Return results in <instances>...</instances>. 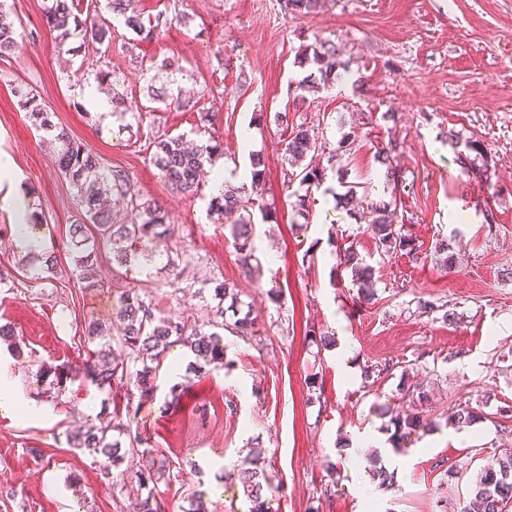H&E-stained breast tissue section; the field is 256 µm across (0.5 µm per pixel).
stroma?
Returning <instances> with one entry per match:
<instances>
[{"mask_svg":"<svg viewBox=\"0 0 512 512\" xmlns=\"http://www.w3.org/2000/svg\"><path fill=\"white\" fill-rule=\"evenodd\" d=\"M45 2L6 0L18 47L0 56V153L12 159L58 265L32 280V258L13 246L17 217L0 210V270L10 275L0 284V326L13 327L16 341L0 345V373L18 398H36L56 416L34 419L0 405V512H137L146 492L136 453L107 481L89 453L67 442L113 415L128 417L131 432L148 437L169 465L155 490L163 512H187L196 491L208 512H249L242 473L253 450L265 459L275 512H461L480 470L512 448V0H322L316 13L295 16L283 0H139L144 21L168 19L165 36L148 39L120 24L110 41L75 37L65 48L43 22ZM317 40L334 44L349 67L301 100L306 71L295 56ZM167 57L183 66L179 82L192 98L218 93L209 132L225 167H249L254 154L265 163L252 212L254 277L238 265L229 229L209 219L207 200L173 190L151 161L156 138L199 123L194 109L149 107V85L164 87L167 77L147 70ZM102 71L112 72L122 111L144 113L140 125L121 129L86 104L82 90ZM20 85L56 127L105 166L128 171L139 197L165 208L180 239L170 250L157 245L161 262L125 269L100 242L99 288L76 279L69 228L83 223V212L47 134L14 95ZM278 112L287 125L318 128L322 165L343 133L357 134L343 161L347 181L360 186L356 198L336 202L337 177L328 173L326 189L311 193L304 228ZM452 131L484 142L497 177L486 183L461 168ZM391 141L401 146L397 169L406 182L395 195L377 157ZM392 198L422 250L454 235L452 268L378 255L360 213ZM350 245L376 269L371 303L339 263ZM221 282L234 285L253 319L251 335L240 336L225 315L222 368L192 370L194 354L173 346L145 399L84 380L52 391L37 379L41 365L87 357L95 347L88 323L114 322L122 291L147 290L162 312L186 316L214 304ZM272 288L282 289L280 303L270 300ZM422 299L433 313L420 311ZM310 325L331 344L312 341ZM371 367L375 376L365 377ZM417 384L432 393L422 413L433 426L393 448L385 411L407 406L406 390ZM171 399L176 407L161 414ZM466 405L481 408L483 420L449 427ZM375 456L393 471V485L372 481Z\"/></svg>","mask_w":512,"mask_h":512,"instance_id":"obj_1","label":"stroma"}]
</instances>
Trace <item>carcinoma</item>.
<instances>
[{
	"instance_id": "carcinoma-1",
	"label": "carcinoma",
	"mask_w": 512,
	"mask_h": 512,
	"mask_svg": "<svg viewBox=\"0 0 512 512\" xmlns=\"http://www.w3.org/2000/svg\"><path fill=\"white\" fill-rule=\"evenodd\" d=\"M51 5L45 12L46 22L57 31L63 43L78 34L91 36V40L101 44L111 38L112 22L110 18L119 17L124 25L140 33L145 26L137 13L135 0H106V14L85 21L74 13V0H50ZM289 14H310L320 7V0H284ZM0 2V55L14 50L17 41L13 24L7 21ZM299 67H307L310 73L297 88L306 93L313 84L328 86L336 81L338 70L346 68L336 47L324 43L307 46L297 57ZM14 93L19 104L37 120L39 127L50 136L56 148L59 170L69 179L76 189L79 204L87 221L95 226L99 234L112 244V261L118 265L147 260L149 244L158 240L169 244L176 238L175 226L170 224L166 213L154 203L144 201L132 192L133 179L121 169L104 167L100 158L84 144L78 143L63 130H56L48 114L43 112L32 91L23 86L15 88ZM356 133L350 131L341 136L334 154L328 161L338 163L352 150ZM448 138L461 147L458 161L462 168L481 181L489 182L496 176V168L488 160L485 144L478 139L461 140L455 132H448ZM315 128L304 124L292 127L285 144V157L297 165L317 148ZM155 150L152 161L161 171L170 186L180 192L195 197L201 194L200 173L206 164H210L223 155L221 143L208 139V142L188 147L184 135L166 137L154 141ZM398 144L393 143L378 151V158L385 166L386 184L397 191L399 174L393 162ZM251 182L235 186L229 182L217 188L209 202V213L230 229L232 245L239 265L251 273L255 269V248L252 243L251 217L247 209L254 205L253 197L263 191L262 159L251 158ZM292 178L310 189L318 187L325 178V169L303 167ZM117 194L127 200V213L120 217L107 207L108 194ZM396 200L372 203L363 215L368 224L377 250L385 256L398 252L418 253V247L405 233L403 225L396 223ZM86 226L75 224L70 230L71 243L74 246L75 276L86 288L99 285L96 278L94 249L84 245ZM343 263L354 269L362 298L370 302L374 298L373 283L375 268L361 261L354 246L346 247L342 252ZM216 306L203 311L188 321L163 314L153 299L136 291H129L120 297L117 312L122 325L118 346H113L112 327L90 322L87 336L99 340L100 348L92 352L91 358L72 368L63 366L52 371L56 384L66 380L83 378L100 389L116 387L135 388L141 395H153V364L160 362L166 352L179 343L188 347L205 365L224 366V298L234 297L231 286L221 283L214 288ZM139 362L141 369L130 372L128 363ZM481 419L479 409L461 407L451 417L453 425L461 428ZM393 425V447L412 433L427 428L428 421L420 413L400 410L391 416ZM127 426L121 421H107L100 426H90L70 438L68 442L76 449L86 451L100 459V468L109 475L112 466L122 458L121 442L114 434H123ZM148 438L134 435L129 447L140 455L141 464L137 479L147 495L141 499L139 512H161V505L153 493V485L163 477V465L157 463L152 450L147 448ZM247 477L243 481V491L253 503L250 512H272L271 500L266 496L269 489L268 477L259 458L250 461ZM472 499L463 512H506L512 504V450H507L497 460V464L480 472L471 488Z\"/></svg>"
}]
</instances>
